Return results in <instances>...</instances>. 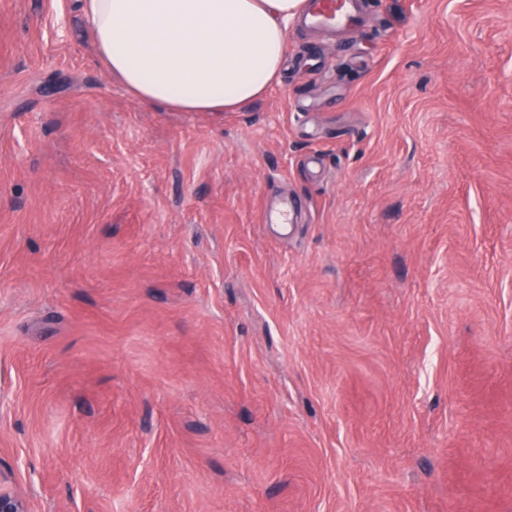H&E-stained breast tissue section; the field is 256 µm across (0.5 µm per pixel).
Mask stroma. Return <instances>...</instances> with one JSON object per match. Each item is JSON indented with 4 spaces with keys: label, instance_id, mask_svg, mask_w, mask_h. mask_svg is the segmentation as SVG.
Listing matches in <instances>:
<instances>
[{
    "label": "stroma",
    "instance_id": "1",
    "mask_svg": "<svg viewBox=\"0 0 512 512\" xmlns=\"http://www.w3.org/2000/svg\"><path fill=\"white\" fill-rule=\"evenodd\" d=\"M287 56L239 111L167 112L77 0H0L30 512H512V0H363Z\"/></svg>",
    "mask_w": 512,
    "mask_h": 512
}]
</instances>
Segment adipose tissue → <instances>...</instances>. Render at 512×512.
Masks as SVG:
<instances>
[{"mask_svg": "<svg viewBox=\"0 0 512 512\" xmlns=\"http://www.w3.org/2000/svg\"><path fill=\"white\" fill-rule=\"evenodd\" d=\"M306 0H80L99 60L136 99L174 112H234L286 61Z\"/></svg>", "mask_w": 512, "mask_h": 512, "instance_id": "1", "label": "adipose tissue"}]
</instances>
